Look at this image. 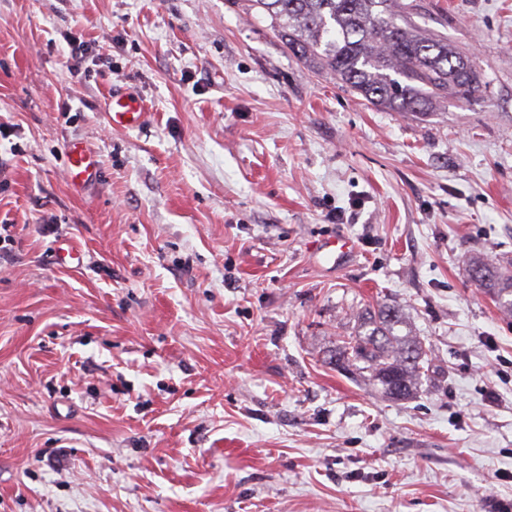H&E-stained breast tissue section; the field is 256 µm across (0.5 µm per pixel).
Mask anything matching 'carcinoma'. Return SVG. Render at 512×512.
Returning <instances> with one entry per match:
<instances>
[{
	"label": "carcinoma",
	"instance_id": "1",
	"mask_svg": "<svg viewBox=\"0 0 512 512\" xmlns=\"http://www.w3.org/2000/svg\"><path fill=\"white\" fill-rule=\"evenodd\" d=\"M288 48L374 107L426 113L443 99L472 100L481 77L448 40L411 20L414 5L394 0H249ZM479 287L512 313V271L483 256L469 259ZM352 335L331 356L337 368L368 373L382 396L405 400L422 385L432 349L412 334L398 304L355 314Z\"/></svg>",
	"mask_w": 512,
	"mask_h": 512
}]
</instances>
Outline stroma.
Listing matches in <instances>:
<instances>
[{
	"label": "stroma",
	"instance_id": "35a3bbf8",
	"mask_svg": "<svg viewBox=\"0 0 512 512\" xmlns=\"http://www.w3.org/2000/svg\"><path fill=\"white\" fill-rule=\"evenodd\" d=\"M413 2L469 103L367 105L246 0H0V512L512 500V315L468 272L512 259V0ZM386 301L436 355L405 401L325 362ZM105 105V114L112 126L136 129L145 122L147 112L129 93L114 91L109 95ZM64 150L68 180L74 189L82 188L96 179L99 173L98 161L82 142L68 141Z\"/></svg>",
	"mask_w": 512,
	"mask_h": 512
}]
</instances>
